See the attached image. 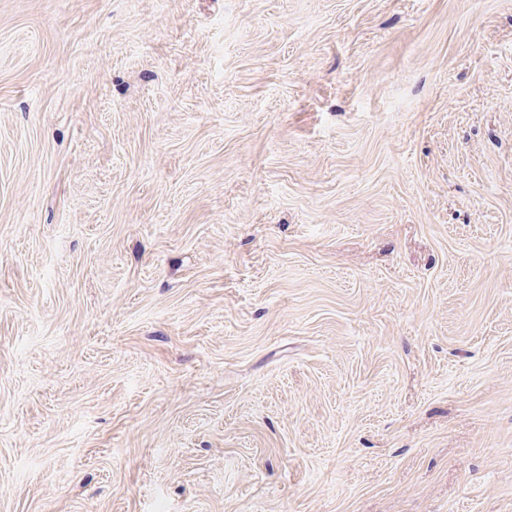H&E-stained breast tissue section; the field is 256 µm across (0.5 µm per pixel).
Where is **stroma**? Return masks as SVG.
Wrapping results in <instances>:
<instances>
[{
  "label": "stroma",
  "mask_w": 512,
  "mask_h": 512,
  "mask_svg": "<svg viewBox=\"0 0 512 512\" xmlns=\"http://www.w3.org/2000/svg\"><path fill=\"white\" fill-rule=\"evenodd\" d=\"M0 512H512V0H0Z\"/></svg>",
  "instance_id": "1"
}]
</instances>
